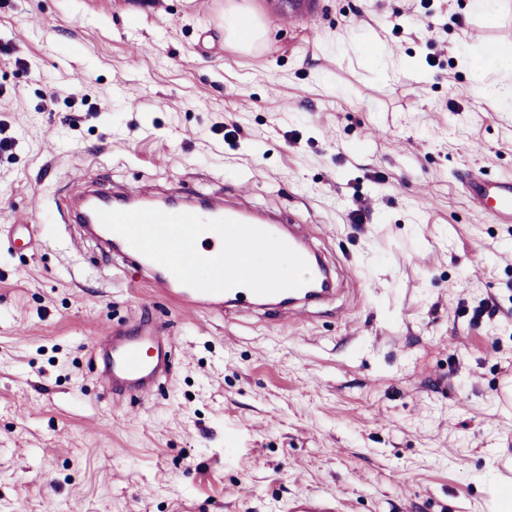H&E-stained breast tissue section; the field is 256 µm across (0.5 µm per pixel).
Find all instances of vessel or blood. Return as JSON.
Here are the masks:
<instances>
[{
    "instance_id": "b4317fda",
    "label": "vessel or blood",
    "mask_w": 512,
    "mask_h": 512,
    "mask_svg": "<svg viewBox=\"0 0 512 512\" xmlns=\"http://www.w3.org/2000/svg\"><path fill=\"white\" fill-rule=\"evenodd\" d=\"M468 197L486 216L497 221H512V177L491 178L483 173L470 174L463 182ZM76 204L75 223L102 241L108 248H124L134 263L148 273L151 290L192 313L220 314L225 303L247 309L259 302L260 297L248 288L239 286L222 293L197 290L181 283L166 267L130 248L126 239L107 229L100 221L98 210L134 211L145 207L169 214L188 213L204 219L228 218L265 230L286 242L293 250H300V235L267 219L262 213L225 202L223 194H213L203 205L195 207L157 199L147 202L142 193L128 191L122 200L115 201L81 187L73 195ZM112 360L103 371L104 380L114 391L144 395L154 389L169 372L171 362L170 341L161 331L145 325L135 332L122 329L112 331L102 345Z\"/></svg>"
}]
</instances>
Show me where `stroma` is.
I'll use <instances>...</instances> for the list:
<instances>
[{
    "mask_svg": "<svg viewBox=\"0 0 512 512\" xmlns=\"http://www.w3.org/2000/svg\"><path fill=\"white\" fill-rule=\"evenodd\" d=\"M234 0H0V512H495L512 482V223L463 196L512 176V110L478 99L470 0H318L245 53ZM437 30H428V23ZM377 46L381 66L361 56ZM178 184L300 224L331 303L192 314L64 224L79 179ZM34 245H21L26 225ZM489 300L492 319L471 322ZM169 336L145 397L106 332Z\"/></svg>",
    "mask_w": 512,
    "mask_h": 512,
    "instance_id": "stroma-1",
    "label": "stroma"
}]
</instances>
